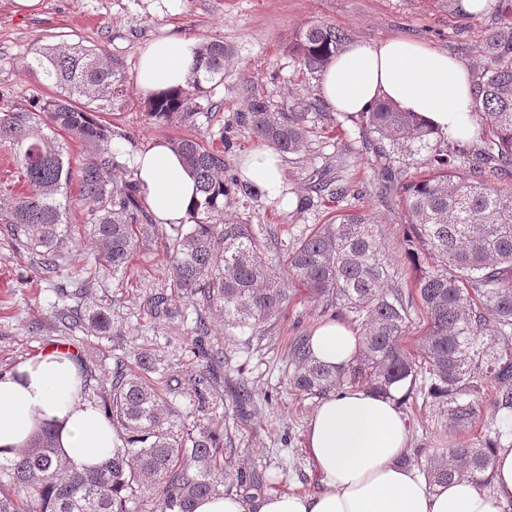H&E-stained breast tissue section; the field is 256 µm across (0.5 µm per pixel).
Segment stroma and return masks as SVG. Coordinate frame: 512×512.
Returning a JSON list of instances; mask_svg holds the SVG:
<instances>
[{
    "mask_svg": "<svg viewBox=\"0 0 512 512\" xmlns=\"http://www.w3.org/2000/svg\"><path fill=\"white\" fill-rule=\"evenodd\" d=\"M153 2L41 0L37 11L22 13L14 0H0V104H24L39 93L23 61L32 49L45 44L98 47L121 60L132 78L140 49L156 37L177 34L199 41L223 40L234 55L214 95L212 120L158 125L146 119L135 101H128L104 115L114 131L123 133L126 153L156 137L206 140L212 130L221 128L230 142L224 158L233 166L257 145L251 131L235 121L245 90L269 99L277 112L296 111L298 102H305L313 153L300 162L288 155L283 158L293 194L288 205L250 192L237 195L228 214L255 225H274L281 244L268 249L267 256L284 264L287 246L331 221L340 210L328 196L310 199L308 210L297 208L299 199L310 198L312 168H330L360 191L359 205L375 224L389 258L400 265L402 284H412L415 273L404 262L407 213L395 192L380 188L386 161L366 150L354 122L336 112L326 113L317 78L300 70L288 41L297 30L325 22L343 28L353 41L417 40L470 67L482 60L496 0H489L487 10L477 16L468 14L463 0H182L175 14L154 9ZM162 231L158 225L140 238L126 274H102L96 288L64 299L56 285L78 281L82 268L94 265L91 244L66 250L56 273L49 276L36 255L0 226V371L48 347L68 343L74 346L87 381L86 393L98 403L117 366L135 365L138 354L149 353L155 368L144 379L168 403L166 428L175 434L212 430L227 436L228 447L234 448L235 466L247 479L228 477L225 493L251 501L267 493L323 491L325 484L306 448L308 423L319 400L289 383L290 344L324 322L320 303L297 282L287 281L291 301L278 320L251 338L225 335L216 308L194 309L185 295L171 288ZM156 293L167 295L174 317L150 312L147 300ZM89 301L110 310L109 333L91 336L64 327L59 310ZM200 316L209 325L204 336L195 332ZM203 372L214 378L204 390L197 384ZM399 407L407 424V457L421 470L449 441L471 443L485 433L476 426L449 434L438 405L417 392Z\"/></svg>",
    "mask_w": 512,
    "mask_h": 512,
    "instance_id": "stroma-1",
    "label": "stroma"
}]
</instances>
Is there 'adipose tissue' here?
Returning <instances> with one entry per match:
<instances>
[{
  "instance_id": "1",
  "label": "adipose tissue",
  "mask_w": 512,
  "mask_h": 512,
  "mask_svg": "<svg viewBox=\"0 0 512 512\" xmlns=\"http://www.w3.org/2000/svg\"><path fill=\"white\" fill-rule=\"evenodd\" d=\"M199 43L168 35L139 52L136 85L145 93L185 86ZM319 91L332 111L353 115L378 101L415 112L439 131L471 134L467 68L443 52L405 38L358 40L321 71ZM129 162L143 200L159 224H182L194 200L195 180L168 140L156 138ZM254 192L278 202L288 185L280 154L266 146L239 161ZM315 358L336 368L351 362L358 336L347 325L319 324L310 338ZM55 427L63 458L97 466L118 439L100 408L87 399L81 368L69 352L49 349L0 373V461L31 445L44 424ZM404 418L394 397L365 388L328 395L309 422L307 451L326 489L318 494L277 493L249 503L235 495L198 499L194 512H506L512 505V447L494 454L493 488L463 480L429 491L414 467L403 464Z\"/></svg>"
}]
</instances>
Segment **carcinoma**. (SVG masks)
<instances>
[{
    "mask_svg": "<svg viewBox=\"0 0 512 512\" xmlns=\"http://www.w3.org/2000/svg\"><path fill=\"white\" fill-rule=\"evenodd\" d=\"M504 4L489 31L482 64L473 68L470 115L481 119V145L459 146L450 133L445 146L415 112L390 101L358 114L370 135L372 152L392 164L398 198L424 254L434 260L412 291L395 285L399 273L386 256L370 217L360 209L320 224L287 251L288 273L325 303L324 313L357 327L360 346L344 368L313 359L310 342L290 346L293 387L326 396L363 386L389 395L400 384L420 386L424 397L441 405L448 430L465 431L480 419L488 399V435L475 443H450L426 471L430 486L469 479L478 488L491 484L495 450L512 445V0ZM349 35L315 23L299 30L288 49L301 69L314 75L345 47ZM231 48L221 40L199 44L185 87L165 95L137 96L146 116L163 124L194 123L214 109L212 95L224 84ZM26 70L49 96L28 104L0 107V144L15 152L28 192L0 195V224L35 255L47 271L57 268L62 250L74 241L68 215L78 206L88 216L98 266L83 272L77 287L93 288L100 272L125 268L139 236L153 221L132 179L117 180L122 149L111 145L125 135L112 130L100 113L131 98L121 63L104 51L81 44L46 45L31 52ZM305 112H272L264 97L249 94L237 123L282 154L311 151ZM69 137L87 147L79 166L61 141ZM171 146L196 180L199 198L187 229L166 237L172 286L190 299L224 313V327L255 335L277 319L290 300L279 271L265 259L278 242L271 226L225 217L229 200L242 184L230 173L224 152L202 140L176 137ZM428 151V170L410 176L403 158ZM78 179L79 196L70 185ZM312 188L338 202L359 192L341 177L312 172ZM419 304L427 329L418 355L404 347L411 312ZM67 328L105 334L109 311L94 304L67 309ZM165 400L154 387L118 367L105 390V413L126 438L101 466L79 471L63 459L47 425L29 448L0 462V512H127L137 494L157 496L160 512H193L197 499L221 493L223 436L198 430L177 437L163 426Z\"/></svg>",
    "mask_w": 512,
    "mask_h": 512,
    "instance_id": "1",
    "label": "carcinoma"
}]
</instances>
